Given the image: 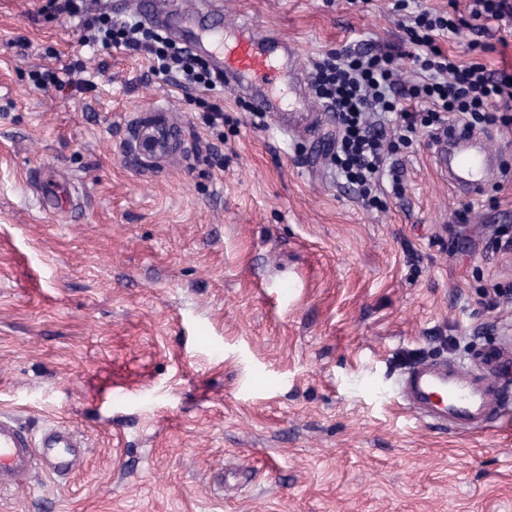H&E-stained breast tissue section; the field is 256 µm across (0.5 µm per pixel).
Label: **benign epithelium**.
Returning a JSON list of instances; mask_svg holds the SVG:
<instances>
[{
  "label": "benign epithelium",
  "mask_w": 512,
  "mask_h": 512,
  "mask_svg": "<svg viewBox=\"0 0 512 512\" xmlns=\"http://www.w3.org/2000/svg\"><path fill=\"white\" fill-rule=\"evenodd\" d=\"M188 147L178 129L162 115L131 122L125 140V155L143 167L158 168Z\"/></svg>",
  "instance_id": "obj_1"
}]
</instances>
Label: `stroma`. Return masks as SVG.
<instances>
[{
  "label": "stroma",
  "instance_id": "1",
  "mask_svg": "<svg viewBox=\"0 0 512 512\" xmlns=\"http://www.w3.org/2000/svg\"><path fill=\"white\" fill-rule=\"evenodd\" d=\"M396 0H95L113 17L213 5L295 46L303 77L347 44L401 45ZM45 0H0V413L78 429L67 477L0 512H512V423L456 433L410 415V365L512 337V127L498 176L456 193L418 128L366 205L330 162L334 112L256 117L245 96L89 48ZM497 22L443 42L491 45ZM70 68L63 89L35 71ZM224 111L210 123L207 105ZM164 113L191 152L125 157ZM225 468L223 486L212 474Z\"/></svg>",
  "mask_w": 512,
  "mask_h": 512
}]
</instances>
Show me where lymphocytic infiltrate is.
Listing matches in <instances>:
<instances>
[{
  "instance_id": "1",
  "label": "lymphocytic infiltrate",
  "mask_w": 512,
  "mask_h": 512,
  "mask_svg": "<svg viewBox=\"0 0 512 512\" xmlns=\"http://www.w3.org/2000/svg\"><path fill=\"white\" fill-rule=\"evenodd\" d=\"M409 0H397L410 44L417 47L414 62L419 78L402 86L397 78L402 51L396 48L343 47L329 60L317 63L311 83L318 98L335 112L340 134L332 160L363 201L378 202L381 179L391 146L376 129L374 115L392 112L400 140L417 127L440 132L453 122L468 130L494 123L512 125V70L491 69L479 62L487 45L471 40L462 61L443 50L442 40L459 36L473 22L495 20L512 35V0H469L467 16L430 10L409 11ZM47 11L78 20L84 39L105 49L127 48L150 55L154 76L178 79L185 86L216 90L206 61L171 42L160 30L135 19L114 18L93 12L88 0H47ZM423 104L420 112L402 108V101Z\"/></svg>"
}]
</instances>
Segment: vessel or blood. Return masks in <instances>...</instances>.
Here are the masks:
<instances>
[{
  "instance_id": "1",
  "label": "vessel or blood",
  "mask_w": 512,
  "mask_h": 512,
  "mask_svg": "<svg viewBox=\"0 0 512 512\" xmlns=\"http://www.w3.org/2000/svg\"><path fill=\"white\" fill-rule=\"evenodd\" d=\"M190 43L208 45L228 78L230 88L249 93L254 111L304 112L306 97L279 94L285 73H297L298 58L287 40L257 32L241 23L239 35L228 41L220 20L192 13L177 17ZM453 179L475 196L486 187L484 138L458 129L447 144ZM401 399L418 417L461 432H484L512 420V347L502 345L475 356L470 367L454 361H420L409 366L400 380ZM85 452L84 441L73 430L60 427L33 438L11 416L0 414V490L26 487L37 472L65 475Z\"/></svg>"
}]
</instances>
